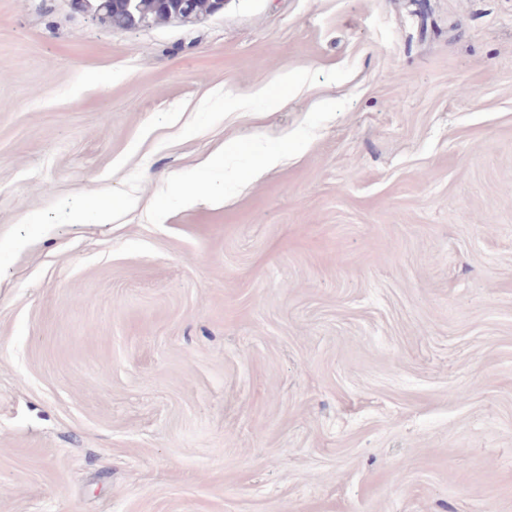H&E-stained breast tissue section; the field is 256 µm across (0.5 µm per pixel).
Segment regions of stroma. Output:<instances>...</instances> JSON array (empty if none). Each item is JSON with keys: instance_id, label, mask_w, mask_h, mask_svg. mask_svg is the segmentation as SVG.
Returning <instances> with one entry per match:
<instances>
[{"instance_id": "obj_1", "label": "stroma", "mask_w": 512, "mask_h": 512, "mask_svg": "<svg viewBox=\"0 0 512 512\" xmlns=\"http://www.w3.org/2000/svg\"><path fill=\"white\" fill-rule=\"evenodd\" d=\"M0 512H512V0H0ZM151 1L153 0H137V4L140 7V12L144 15V21L140 26L151 25L160 21L167 20V18H180L181 14H188L187 3L188 1L173 2L175 0H157L156 9L160 13L167 14V18L160 14H157L152 7ZM65 215L69 224H109L112 222V208L105 202L90 203L79 200L65 207Z\"/></svg>"}]
</instances>
